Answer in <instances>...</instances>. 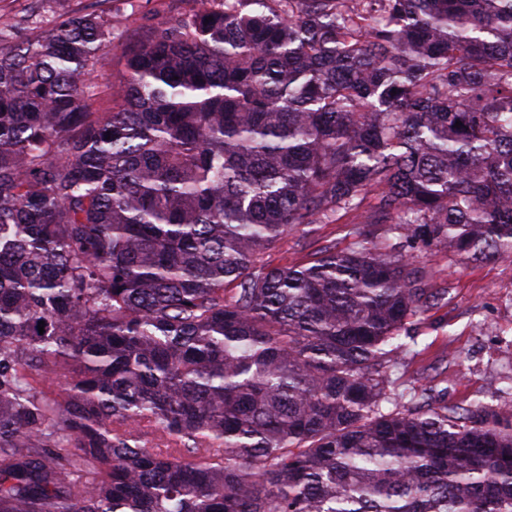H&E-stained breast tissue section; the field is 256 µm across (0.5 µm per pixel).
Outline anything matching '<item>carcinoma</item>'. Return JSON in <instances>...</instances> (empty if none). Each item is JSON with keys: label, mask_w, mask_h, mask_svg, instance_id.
I'll return each mask as SVG.
<instances>
[{"label": "carcinoma", "mask_w": 512, "mask_h": 512, "mask_svg": "<svg viewBox=\"0 0 512 512\" xmlns=\"http://www.w3.org/2000/svg\"><path fill=\"white\" fill-rule=\"evenodd\" d=\"M116 45L0 22V512H512V416L388 374L399 252L512 258V0H202L97 112ZM368 198L389 250L264 261Z\"/></svg>", "instance_id": "obj_1"}]
</instances>
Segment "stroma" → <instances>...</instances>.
Returning <instances> with one entry per match:
<instances>
[{
	"label": "stroma",
	"mask_w": 512,
	"mask_h": 512,
	"mask_svg": "<svg viewBox=\"0 0 512 512\" xmlns=\"http://www.w3.org/2000/svg\"><path fill=\"white\" fill-rule=\"evenodd\" d=\"M90 2L0 0V18L13 23L18 37L24 39ZM195 6V0H106L104 8L130 46L142 24L192 12ZM124 73L121 50L103 54L88 82L96 108L106 110L112 84ZM365 216L360 210L333 224L290 230L264 259L275 267H293L325 246L349 249ZM412 261L436 297L400 333L407 352L390 372L395 388L405 393L431 386L455 404L482 400L503 415L512 414V258L472 261L440 246L417 249Z\"/></svg>",
	"instance_id": "stroma-1"
}]
</instances>
